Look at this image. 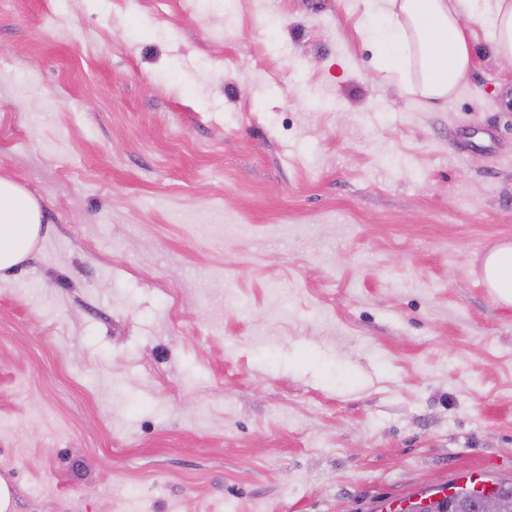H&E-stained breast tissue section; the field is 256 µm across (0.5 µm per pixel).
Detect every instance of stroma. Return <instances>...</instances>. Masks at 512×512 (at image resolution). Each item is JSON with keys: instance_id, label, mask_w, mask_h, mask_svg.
Returning <instances> with one entry per match:
<instances>
[{"instance_id": "1", "label": "stroma", "mask_w": 512, "mask_h": 512, "mask_svg": "<svg viewBox=\"0 0 512 512\" xmlns=\"http://www.w3.org/2000/svg\"><path fill=\"white\" fill-rule=\"evenodd\" d=\"M367 0H0L9 512H397L512 481V65L427 106ZM41 232L39 201L17 182L0 178V274L27 259ZM483 279L497 299L512 304V244L492 248L483 262Z\"/></svg>"}]
</instances>
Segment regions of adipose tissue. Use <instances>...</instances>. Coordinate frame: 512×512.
Here are the masks:
<instances>
[{
	"mask_svg": "<svg viewBox=\"0 0 512 512\" xmlns=\"http://www.w3.org/2000/svg\"><path fill=\"white\" fill-rule=\"evenodd\" d=\"M488 28L494 52L512 60V0H377L368 32L379 47V70L403 78L407 61L418 75L415 93L435 106L448 101L471 65L468 23ZM39 201L15 181L0 178V274L23 263L41 238ZM483 279L497 299L512 304V244L492 248Z\"/></svg>",
	"mask_w": 512,
	"mask_h": 512,
	"instance_id": "ef3b65f1",
	"label": "adipose tissue"
}]
</instances>
